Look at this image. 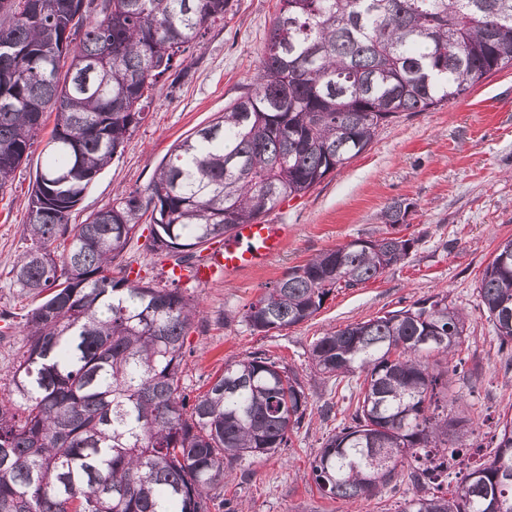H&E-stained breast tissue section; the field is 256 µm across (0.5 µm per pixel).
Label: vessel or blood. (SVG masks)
<instances>
[{"label": "vessel or blood", "instance_id": "b4317fda", "mask_svg": "<svg viewBox=\"0 0 512 512\" xmlns=\"http://www.w3.org/2000/svg\"><path fill=\"white\" fill-rule=\"evenodd\" d=\"M285 246L286 234L282 225L265 221L243 224L196 263L192 277L204 286L225 275L261 267L280 254Z\"/></svg>", "mask_w": 512, "mask_h": 512}]
</instances>
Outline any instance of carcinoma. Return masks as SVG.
I'll use <instances>...</instances> for the list:
<instances>
[{
    "label": "carcinoma",
    "mask_w": 512,
    "mask_h": 512,
    "mask_svg": "<svg viewBox=\"0 0 512 512\" xmlns=\"http://www.w3.org/2000/svg\"><path fill=\"white\" fill-rule=\"evenodd\" d=\"M35 0L0 15V190L29 160L46 110L55 126L29 197L30 245L13 286L44 299L0 396V512H211L224 475L290 445L308 409L297 376L263 353L224 367L191 400L181 385L199 303L116 263L148 222V249L189 270L220 242L306 195L404 112L456 100L512 68V0H279L252 89L180 142L142 189L69 223L94 178L144 121L155 87L186 75L190 44L230 0ZM415 203L392 201L384 223ZM411 238L355 239L291 267L246 309L259 333L311 319L338 288L403 263ZM512 238L484 269L479 297L500 346L512 345ZM121 276H114V267ZM466 317L446 298L416 302L317 339L314 373L360 375L350 423L311 464L332 499L371 495L409 466L400 512H512V416L490 458L450 495L448 464L475 423L452 413L448 373ZM444 334V345H422Z\"/></svg>",
    "instance_id": "obj_1"
}]
</instances>
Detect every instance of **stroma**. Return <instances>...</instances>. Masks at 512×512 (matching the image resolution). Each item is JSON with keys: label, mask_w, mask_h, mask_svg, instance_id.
Masks as SVG:
<instances>
[{"label": "stroma", "mask_w": 512, "mask_h": 512, "mask_svg": "<svg viewBox=\"0 0 512 512\" xmlns=\"http://www.w3.org/2000/svg\"><path fill=\"white\" fill-rule=\"evenodd\" d=\"M279 0H231V9L186 54L187 74L158 85L141 125L120 156L86 190L71 214L83 223L116 198L146 186L175 146L219 115L250 87ZM46 154L35 145L30 160L0 191V393L8 392L15 351L24 344L19 325L38 301L20 294L10 271L30 244L28 204L36 169ZM415 209L391 228L381 214L395 198ZM268 220L285 225V249L263 268L239 272L206 286L184 283L203 317L184 346L182 385L188 397L203 392L225 365L262 352L297 373L308 410L291 445L249 459L224 481V497L238 512H400L414 486L406 472L369 497L321 496L310 464L328 433L353 407L355 378L316 376L309 351L319 336L434 296L467 317L462 343L437 367L450 379L456 411L478 424L467 442L471 464L489 459L504 414L512 412V347L500 346L482 310V272L498 244L512 237V68L488 76L462 98L424 112H408L381 127L366 151ZM398 231L414 239L397 267L355 288L336 289L310 320L282 331H253L243 314L288 268L348 241ZM125 258L143 281L165 284L168 263L131 240Z\"/></svg>", "instance_id": "obj_1"}]
</instances>
